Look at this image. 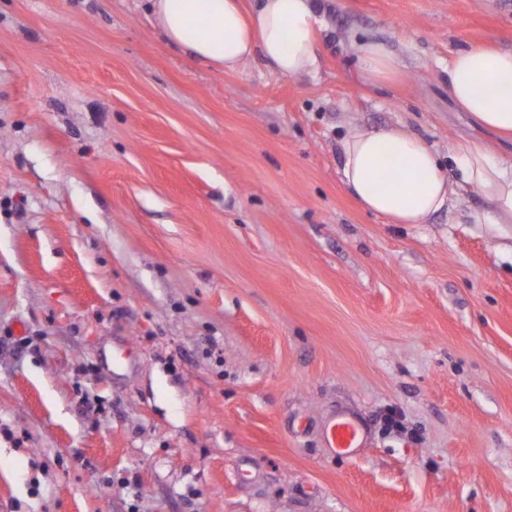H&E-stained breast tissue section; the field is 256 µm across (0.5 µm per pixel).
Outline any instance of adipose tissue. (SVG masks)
<instances>
[{
	"mask_svg": "<svg viewBox=\"0 0 512 512\" xmlns=\"http://www.w3.org/2000/svg\"><path fill=\"white\" fill-rule=\"evenodd\" d=\"M150 20L167 41L215 68L236 69L257 57L271 73L304 77L318 69L316 35L322 27L314 0H148ZM361 69L378 83L400 71L399 61L379 43L361 47ZM448 97L483 129L512 138V50L493 45L457 52L449 65ZM346 191L366 212L398 224H424L446 207L459 184L476 187L489 208L478 224H512V161L484 145H461L453 178L424 139L399 126L359 129L342 144Z\"/></svg>",
	"mask_w": 512,
	"mask_h": 512,
	"instance_id": "adipose-tissue-1",
	"label": "adipose tissue"
}]
</instances>
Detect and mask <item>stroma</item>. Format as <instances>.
Wrapping results in <instances>:
<instances>
[{"label": "stroma", "mask_w": 512, "mask_h": 512, "mask_svg": "<svg viewBox=\"0 0 512 512\" xmlns=\"http://www.w3.org/2000/svg\"><path fill=\"white\" fill-rule=\"evenodd\" d=\"M320 3L290 78L145 0H0V512H512V226L473 187L369 214L341 152L400 123L452 172L464 138L511 159L448 62L512 49V0ZM358 61L367 77L378 83H387L396 78L400 62L379 43H369L360 48ZM363 432L350 418H343L330 428V447L339 453L348 454L354 448L362 446Z\"/></svg>", "instance_id": "35a3bbf8"}]
</instances>
